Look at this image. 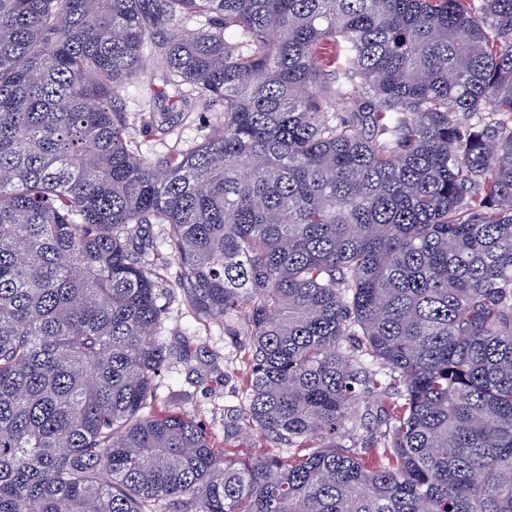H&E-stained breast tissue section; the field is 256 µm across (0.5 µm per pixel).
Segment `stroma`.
Returning <instances> with one entry per match:
<instances>
[{"label": "stroma", "mask_w": 512, "mask_h": 512, "mask_svg": "<svg viewBox=\"0 0 512 512\" xmlns=\"http://www.w3.org/2000/svg\"><path fill=\"white\" fill-rule=\"evenodd\" d=\"M191 94L190 87L167 86L152 72L118 89L117 98L127 116L131 146L138 158L156 163L172 150L194 145L223 130L224 114L217 106L200 107L178 118L182 98ZM142 232L153 243L148 262L163 267L166 292L162 302L167 306V317L161 335L172 345L191 338L195 347L193 359L171 360L158 378V394L164 406L200 420L216 440L224 441L239 456L276 450V443L248 428L225 438L224 424L232 410L241 408L250 378L247 338L238 320L195 315L186 286L178 279L165 227L151 224Z\"/></svg>", "instance_id": "stroma-1"}]
</instances>
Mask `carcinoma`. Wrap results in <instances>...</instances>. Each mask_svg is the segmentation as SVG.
Instances as JSON below:
<instances>
[{"mask_svg":"<svg viewBox=\"0 0 512 512\" xmlns=\"http://www.w3.org/2000/svg\"><path fill=\"white\" fill-rule=\"evenodd\" d=\"M144 2L0 0V512H512V0ZM148 68L224 132L137 158ZM144 224L286 453L160 408ZM155 27H157L158 38L169 39L204 29L207 27V22L204 17L189 16L182 19L177 24L168 23L163 20H155Z\"/></svg>","mask_w":512,"mask_h":512,"instance_id":"carcinoma-1","label":"carcinoma"}]
</instances>
